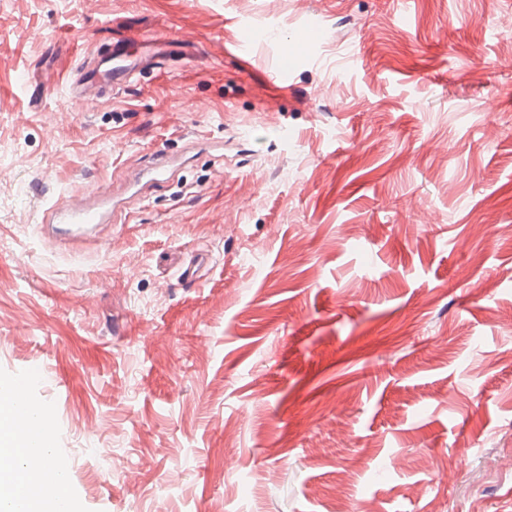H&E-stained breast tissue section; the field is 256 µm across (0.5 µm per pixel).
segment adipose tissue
Listing matches in <instances>:
<instances>
[{
    "instance_id": "ef3b65f1",
    "label": "adipose tissue",
    "mask_w": 512,
    "mask_h": 512,
    "mask_svg": "<svg viewBox=\"0 0 512 512\" xmlns=\"http://www.w3.org/2000/svg\"><path fill=\"white\" fill-rule=\"evenodd\" d=\"M0 512H75L67 466L28 436L0 432Z\"/></svg>"
}]
</instances>
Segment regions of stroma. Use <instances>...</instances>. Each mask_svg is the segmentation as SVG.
Instances as JSON below:
<instances>
[{
    "label": "stroma",
    "instance_id": "35a3bbf8",
    "mask_svg": "<svg viewBox=\"0 0 512 512\" xmlns=\"http://www.w3.org/2000/svg\"><path fill=\"white\" fill-rule=\"evenodd\" d=\"M508 16L0 0V381L40 372L81 512H512ZM160 29L193 56L68 101L113 34ZM161 148L190 160L99 243L42 236Z\"/></svg>",
    "mask_w": 512,
    "mask_h": 512
}]
</instances>
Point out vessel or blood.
I'll list each match as a JSON object with an SVG mask.
<instances>
[{
	"label": "vessel or blood",
	"instance_id": "1",
	"mask_svg": "<svg viewBox=\"0 0 512 512\" xmlns=\"http://www.w3.org/2000/svg\"><path fill=\"white\" fill-rule=\"evenodd\" d=\"M134 42L141 43L140 54L131 53L130 45ZM190 48V40L174 38L163 30L147 35L128 34L113 42L111 48L100 54L92 64L77 71L69 86V96L77 102H94L103 98L106 92L119 91L131 82L144 64L159 65L175 56L188 53ZM185 161V156L160 152L151 167H132L123 196L81 193L54 203L46 211L45 229L48 235L61 242L91 237L96 227L104 224L111 213L123 206L125 198L139 195L146 183L164 176H173ZM32 382L30 376H19L11 395L15 406L13 427L23 432L28 429L23 406L29 400Z\"/></svg>",
	"mask_w": 512,
	"mask_h": 512
}]
</instances>
